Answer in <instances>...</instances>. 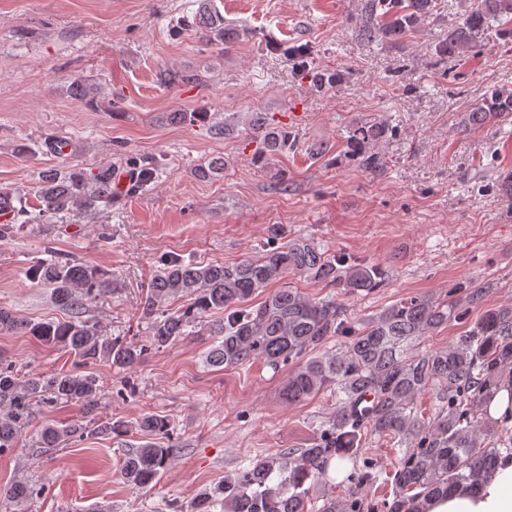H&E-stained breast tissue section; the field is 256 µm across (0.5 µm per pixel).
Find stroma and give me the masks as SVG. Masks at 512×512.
I'll list each match as a JSON object with an SVG mask.
<instances>
[{"label": "stroma", "mask_w": 512, "mask_h": 512, "mask_svg": "<svg viewBox=\"0 0 512 512\" xmlns=\"http://www.w3.org/2000/svg\"><path fill=\"white\" fill-rule=\"evenodd\" d=\"M366 0H0V187L34 195L44 171H88L112 163L158 166L142 192L118 194L111 208L73 224L41 217L0 241V307L31 321L63 311L28 276L35 258L66 254L112 274L111 293L92 313L110 336L145 342L142 306L162 257L235 263L260 254L273 226L382 267L383 288L345 297L355 320L398 299L445 298L450 288L492 283L490 307H512V200L499 189L512 172V115L462 129L465 112L494 89L512 91V39L489 29L475 53L441 58L438 48L465 9L433 0L425 24L395 41L361 36ZM223 33L208 44L202 31ZM308 54L292 55L293 46ZM199 74L166 84L160 71ZM335 75L315 87L313 72ZM89 78L102 87L98 108L75 97ZM171 112H211L237 122L219 137ZM263 112L288 123L295 146L257 163L245 120ZM387 121L390 133L364 169L346 146L350 128ZM67 141L69 155L47 149ZM27 145L29 154L18 152ZM328 145L329 153L311 150ZM214 156L222 176L200 179ZM206 336L150 350L132 372L93 365L103 385L97 406L71 400L37 407L15 448L0 453V486L23 479L38 494L0 496V512H189L194 498L225 474L283 448H306L331 415L321 392L289 406L280 396L287 369L255 362L207 365ZM0 360L19 376L68 370L64 351L0 331ZM132 378L134 391L124 388ZM170 421L174 458L139 490L118 469L139 437L84 438L61 448L36 444L39 426Z\"/></svg>", "instance_id": "obj_1"}]
</instances>
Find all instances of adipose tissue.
<instances>
[{"label":"adipose tissue","instance_id":"obj_1","mask_svg":"<svg viewBox=\"0 0 512 512\" xmlns=\"http://www.w3.org/2000/svg\"><path fill=\"white\" fill-rule=\"evenodd\" d=\"M427 512H512V465L499 468L476 492L432 500Z\"/></svg>","mask_w":512,"mask_h":512}]
</instances>
